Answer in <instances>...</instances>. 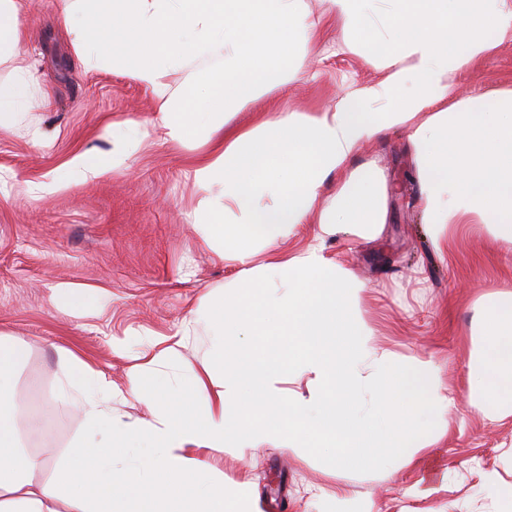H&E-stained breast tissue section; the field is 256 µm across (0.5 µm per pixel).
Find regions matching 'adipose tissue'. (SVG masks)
Listing matches in <instances>:
<instances>
[{"mask_svg":"<svg viewBox=\"0 0 512 512\" xmlns=\"http://www.w3.org/2000/svg\"><path fill=\"white\" fill-rule=\"evenodd\" d=\"M60 20L74 45L112 60L160 102L168 141L223 132L195 165L202 193L203 241L241 272L207 300L182 333L203 334L199 364L177 346L154 348L124 388L71 357L56 398L83 425L61 461L30 455L18 429L16 376L25 358L0 336V512H258L247 492L227 491L200 456L223 448H331L350 470L372 461L410 467L423 447L421 427L453 400L434 380V364L401 360L375 346L359 311L366 289L325 253L327 238L376 236L387 220V191L374 168L355 165L362 145L405 133L420 204L437 250L459 224H484L512 248V89L494 111L455 94L457 74L488 53L489 33L512 32V0H386L388 11L369 63L386 72L375 84L339 96L332 108L263 114L244 129L225 111L286 85L304 68L316 38L300 0H62ZM219 70L179 89L170 72L196 52ZM207 106L195 108V95ZM336 191L321 193L328 177ZM221 194H213V187ZM304 224L314 244L282 260L257 262ZM246 329L248 344L231 341ZM482 345L468 363V394L491 420L512 416V295L487 299ZM289 377L306 393L286 391ZM158 402L147 419L126 420L114 402ZM147 447L135 469L115 465L123 448Z\"/></svg>","mask_w":512,"mask_h":512,"instance_id":"adipose-tissue-1","label":"adipose tissue"}]
</instances>
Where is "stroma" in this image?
<instances>
[{
  "label": "stroma",
  "mask_w": 512,
  "mask_h": 512,
  "mask_svg": "<svg viewBox=\"0 0 512 512\" xmlns=\"http://www.w3.org/2000/svg\"><path fill=\"white\" fill-rule=\"evenodd\" d=\"M26 2L27 38L0 62V82L34 67L31 94L48 95L49 105L0 121V332L28 350L18 375L24 444L33 455L61 458L81 430L80 417L55 400L64 353L118 384L156 344H179L197 361L206 339L183 338V323L207 295L231 287L239 267L218 259L192 223L201 196L192 169L202 142L167 141L154 94L78 51L60 24L59 0ZM301 2L319 32L304 70L229 115V123L271 106L323 110L345 91L384 78L348 48L333 0ZM492 42L456 77L457 94L482 96L487 111L499 91L512 88V33ZM116 122L123 136L138 140L136 152L123 168L76 180L72 160L105 156ZM356 162L382 173L387 222L371 239H328L326 251L366 283L360 308L374 344L403 358L432 359L454 407L424 424L415 466L396 473L376 463L337 469L330 448H257L244 458L209 450L204 458L223 472L225 487L248 484L262 512H328L340 490L372 503L374 512H512V418H482L466 383L480 302L512 291V253L482 224L452 237L447 252L435 250L402 133L367 142ZM62 285L93 296L94 304L71 307L54 293Z\"/></svg>",
  "instance_id": "stroma-1"
}]
</instances>
